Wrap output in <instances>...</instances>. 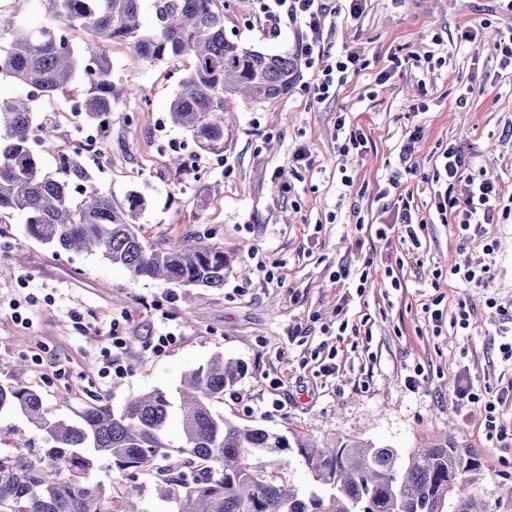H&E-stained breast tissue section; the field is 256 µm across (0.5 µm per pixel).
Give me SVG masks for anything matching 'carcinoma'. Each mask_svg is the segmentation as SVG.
<instances>
[{
  "instance_id": "obj_1",
  "label": "carcinoma",
  "mask_w": 512,
  "mask_h": 512,
  "mask_svg": "<svg viewBox=\"0 0 512 512\" xmlns=\"http://www.w3.org/2000/svg\"><path fill=\"white\" fill-rule=\"evenodd\" d=\"M50 22L31 27L0 14V77L21 94L0 97V216H24L27 234L63 250H90L125 268L133 278L162 279L178 287L224 286L231 259L224 248L194 244L166 251L148 248L133 229L144 200L136 192L116 208L92 184L86 150L74 147L56 175L43 173L40 128L33 136V103L65 91L76 79L87 89L85 118L104 124L112 114V60L101 43L135 38V53L149 61L193 59L181 91L169 105L173 124L208 154L224 153L225 102L235 95L269 101L300 79L298 59L272 56L224 36L217 0H152L154 25L143 29L142 0H36ZM90 32L73 44L70 31ZM241 376L236 362L216 355L191 370L178 397L155 389L115 410L102 400L73 421L51 418L33 389L0 383V414H19L43 433L40 453L23 451L25 434L8 430L18 452L0 456V512H137L126 497L104 498L90 480L102 460L120 470L156 471L181 488L178 512H439L451 492V512H481L482 497L466 475L477 454L442 435L402 457L396 449L355 439L319 447L300 436L240 426L214 414L211 402ZM178 413L177 456L166 426ZM294 447L311 475L304 492L277 481L272 462H252Z\"/></svg>"
}]
</instances>
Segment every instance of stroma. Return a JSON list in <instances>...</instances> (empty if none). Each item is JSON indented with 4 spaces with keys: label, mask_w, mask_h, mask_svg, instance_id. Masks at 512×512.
Returning a JSON list of instances; mask_svg holds the SVG:
<instances>
[{
    "label": "stroma",
    "mask_w": 512,
    "mask_h": 512,
    "mask_svg": "<svg viewBox=\"0 0 512 512\" xmlns=\"http://www.w3.org/2000/svg\"><path fill=\"white\" fill-rule=\"evenodd\" d=\"M266 0H223L224 34L272 55L295 54L299 29L266 33ZM486 21L479 43H457L460 27ZM512 27L499 0H367L350 20L345 0H328L320 65L342 48L366 67L335 95L306 91L316 69L302 68L279 99L228 100L233 119L222 159L202 152L169 118V104L190 61L139 58L132 40L104 43L121 99L99 134L98 187L115 204L129 192L146 206L136 220L149 247L163 251L196 241L223 247L232 269L220 288H180L133 279L100 255L63 251L30 238L20 215L0 219V383L38 391L51 414L68 418L95 399L121 408L133 395L175 391L184 373L217 354L237 361L240 381L212 409L226 419L286 437L318 442L354 438L401 455L448 433L475 451L468 476L488 512H512V216L459 243L451 226L430 224L417 240L396 219L403 203L427 214L437 186L430 178L448 145L512 193V69L501 68L496 42ZM403 57L384 84L378 73ZM482 93L458 106L468 85ZM83 82L36 103L39 123L55 135L42 152L44 171L82 142L67 111ZM363 130L368 143L345 158L337 118ZM420 141L402 174L400 150L412 131ZM314 159L292 169L299 147ZM399 175L401 185L389 179ZM353 179L344 186L343 176ZM389 225L378 239L374 225ZM485 256L490 282L472 288L451 275L462 254ZM373 259L367 282L358 272ZM348 278H337L340 267ZM393 275H386V267ZM400 287H393L392 278ZM20 304L22 319L12 315ZM468 329L454 327L459 305ZM443 313L433 320V310ZM126 342L124 375L103 379L96 354L109 345L112 322ZM168 329L161 352L150 336ZM335 365L336 374L324 368ZM475 389L506 395L498 408L505 438L490 437L483 403L458 407L460 369ZM106 495L133 490L142 512H176L175 494L144 471L102 462L94 472Z\"/></svg>",
    "instance_id": "stroma-1"
}]
</instances>
